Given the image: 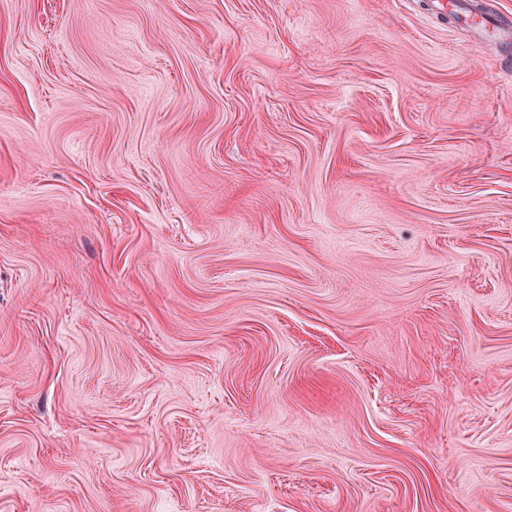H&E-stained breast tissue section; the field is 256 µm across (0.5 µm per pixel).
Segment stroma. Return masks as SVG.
<instances>
[{"label": "stroma", "mask_w": 512, "mask_h": 512, "mask_svg": "<svg viewBox=\"0 0 512 512\" xmlns=\"http://www.w3.org/2000/svg\"><path fill=\"white\" fill-rule=\"evenodd\" d=\"M427 0H0V512H512V72Z\"/></svg>", "instance_id": "stroma-1"}]
</instances>
